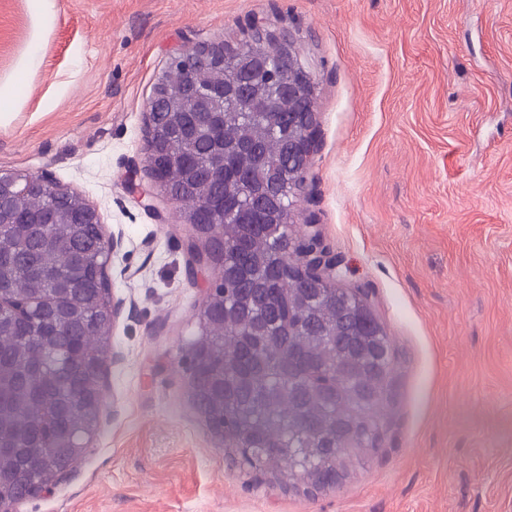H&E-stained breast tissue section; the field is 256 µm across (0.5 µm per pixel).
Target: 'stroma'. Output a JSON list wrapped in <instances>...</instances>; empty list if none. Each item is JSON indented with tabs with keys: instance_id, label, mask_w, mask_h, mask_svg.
I'll use <instances>...</instances> for the list:
<instances>
[{
	"instance_id": "stroma-1",
	"label": "stroma",
	"mask_w": 512,
	"mask_h": 512,
	"mask_svg": "<svg viewBox=\"0 0 512 512\" xmlns=\"http://www.w3.org/2000/svg\"><path fill=\"white\" fill-rule=\"evenodd\" d=\"M285 29L318 79L292 234L319 225L341 287L394 351L386 426L335 489L281 486L217 446L185 387L208 286L186 271L184 204L134 205L145 104L172 58ZM41 60L0 125V174L45 172L123 237L111 415L51 497L20 512H512V0H57L41 43L0 0V81ZM134 270L126 278L124 269Z\"/></svg>"
}]
</instances>
